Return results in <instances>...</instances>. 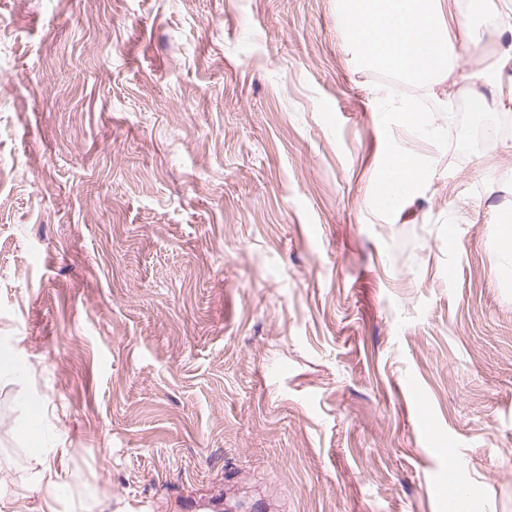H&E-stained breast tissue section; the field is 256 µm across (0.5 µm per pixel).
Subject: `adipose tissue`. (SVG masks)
I'll list each match as a JSON object with an SVG mask.
<instances>
[{"label": "adipose tissue", "mask_w": 512, "mask_h": 512, "mask_svg": "<svg viewBox=\"0 0 512 512\" xmlns=\"http://www.w3.org/2000/svg\"><path fill=\"white\" fill-rule=\"evenodd\" d=\"M448 0H336V20L367 65L388 67L400 77L435 90L455 68L446 32ZM383 163L375 179L391 192L388 209L411 198L424 183L423 156L383 133Z\"/></svg>", "instance_id": "ef3b65f1"}]
</instances>
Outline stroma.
Instances as JSON below:
<instances>
[{"instance_id":"stroma-1","label":"stroma","mask_w":512,"mask_h":512,"mask_svg":"<svg viewBox=\"0 0 512 512\" xmlns=\"http://www.w3.org/2000/svg\"><path fill=\"white\" fill-rule=\"evenodd\" d=\"M448 34L387 214L377 95L438 104L336 0H0V512L48 463L58 512H444L446 448L457 512H512V134L467 135L512 34ZM467 472L458 462L448 465L447 483L438 486L437 491L443 499L444 507H448V512H454L456 509V497L453 490L458 489L467 479Z\"/></svg>"}]
</instances>
